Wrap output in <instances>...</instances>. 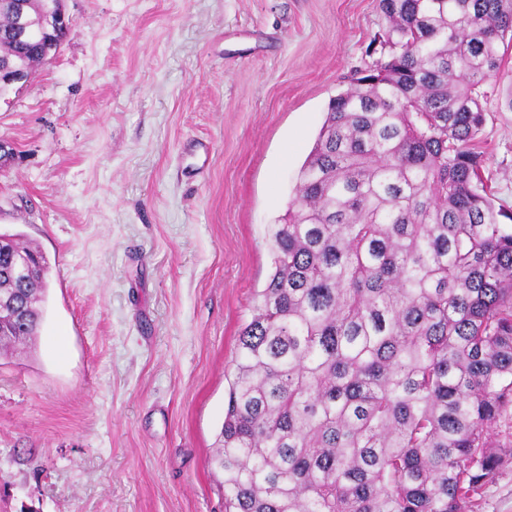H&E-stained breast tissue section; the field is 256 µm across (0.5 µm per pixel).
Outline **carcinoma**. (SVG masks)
<instances>
[{
    "label": "carcinoma",
    "instance_id": "cac0c4a2",
    "mask_svg": "<svg viewBox=\"0 0 512 512\" xmlns=\"http://www.w3.org/2000/svg\"><path fill=\"white\" fill-rule=\"evenodd\" d=\"M0 0V74L30 76L71 31L59 0ZM386 57L334 97L273 269L238 336L208 459L224 512H473L512 429V231L482 186L477 87L512 0H379ZM31 260L26 279L9 257ZM49 263L0 234V353L27 348Z\"/></svg>",
    "mask_w": 512,
    "mask_h": 512
}]
</instances>
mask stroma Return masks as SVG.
<instances>
[{"label": "stroma", "mask_w": 512, "mask_h": 512, "mask_svg": "<svg viewBox=\"0 0 512 512\" xmlns=\"http://www.w3.org/2000/svg\"><path fill=\"white\" fill-rule=\"evenodd\" d=\"M58 54L0 97V232L50 263L35 344L0 357V512H224L207 461L237 337L378 0H64ZM512 46L480 85L512 213ZM475 512H512V435Z\"/></svg>", "instance_id": "stroma-1"}]
</instances>
